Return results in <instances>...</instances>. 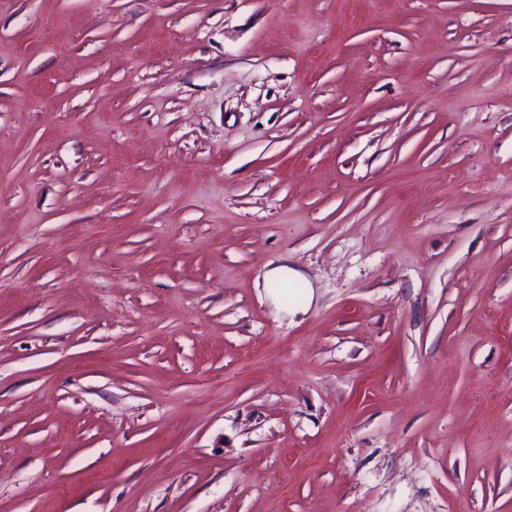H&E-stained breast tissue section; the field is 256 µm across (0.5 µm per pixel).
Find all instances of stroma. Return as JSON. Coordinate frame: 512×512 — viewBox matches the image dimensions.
Listing matches in <instances>:
<instances>
[{
	"instance_id": "1",
	"label": "stroma",
	"mask_w": 512,
	"mask_h": 512,
	"mask_svg": "<svg viewBox=\"0 0 512 512\" xmlns=\"http://www.w3.org/2000/svg\"><path fill=\"white\" fill-rule=\"evenodd\" d=\"M0 512H512V0H0Z\"/></svg>"
}]
</instances>
